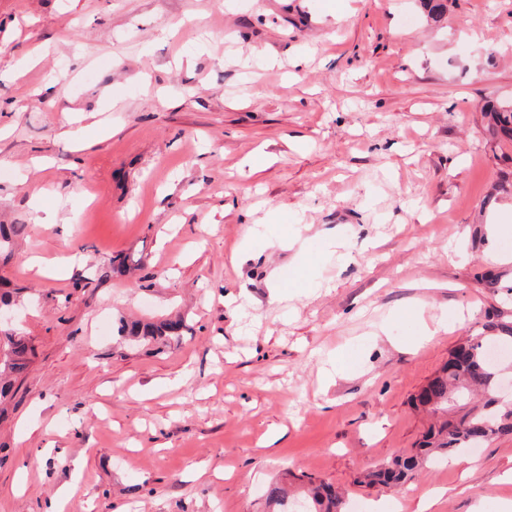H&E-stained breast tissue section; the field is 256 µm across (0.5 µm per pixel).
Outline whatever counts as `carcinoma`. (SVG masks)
Masks as SVG:
<instances>
[{
  "mask_svg": "<svg viewBox=\"0 0 512 512\" xmlns=\"http://www.w3.org/2000/svg\"><path fill=\"white\" fill-rule=\"evenodd\" d=\"M483 111L491 114L494 125L512 133V101L488 100ZM25 230L23 224H0V262L13 257L15 237ZM182 320L143 322L120 320L118 335L141 343L170 341L180 336ZM489 336H473L450 354L448 363L428 382L417 397L441 417L428 428L418 447L399 451L366 475L371 484L397 486L413 479L428 463L476 448L496 434L512 433V401L500 397L497 387L504 368L487 359L491 346L512 344V321L504 318L488 325ZM32 346L25 337L7 326H0V397L7 396L12 381L28 369ZM468 394H480L484 401L448 419V407ZM266 501L271 512H296L288 488L274 484L267 489ZM301 512H344L343 497L321 484L311 488Z\"/></svg>",
  "mask_w": 512,
  "mask_h": 512,
  "instance_id": "carcinoma-1",
  "label": "carcinoma"
}]
</instances>
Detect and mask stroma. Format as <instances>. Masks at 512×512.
Masks as SVG:
<instances>
[{
	"label": "stroma",
	"mask_w": 512,
	"mask_h": 512,
	"mask_svg": "<svg viewBox=\"0 0 512 512\" xmlns=\"http://www.w3.org/2000/svg\"><path fill=\"white\" fill-rule=\"evenodd\" d=\"M447 5L0 0V279L34 348L0 512H267L287 471L349 512H512L510 433L361 482L512 315L480 279L512 274V138L480 107L512 98V0ZM123 316L185 328L132 347ZM24 230L21 224H0V262L8 263L12 259L14 239Z\"/></svg>",
	"instance_id": "stroma-1"
}]
</instances>
